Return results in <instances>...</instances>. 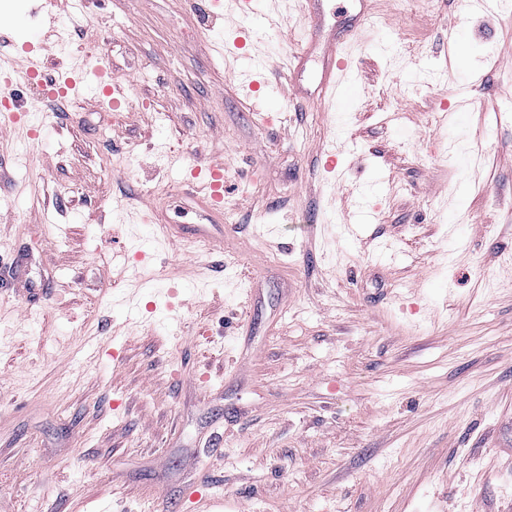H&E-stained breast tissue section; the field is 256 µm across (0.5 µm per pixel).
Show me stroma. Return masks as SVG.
Here are the masks:
<instances>
[{"label": "stroma", "mask_w": 512, "mask_h": 512, "mask_svg": "<svg viewBox=\"0 0 512 512\" xmlns=\"http://www.w3.org/2000/svg\"><path fill=\"white\" fill-rule=\"evenodd\" d=\"M371 5L386 27L256 0L242 30L210 0H60L52 31L0 0V60L96 53L127 91L11 89L0 512H512V14L452 47L451 0ZM357 25L340 112L319 57ZM461 73L481 103L451 130ZM193 157L224 164L220 244L145 221L201 223Z\"/></svg>", "instance_id": "35a3bbf8"}]
</instances>
